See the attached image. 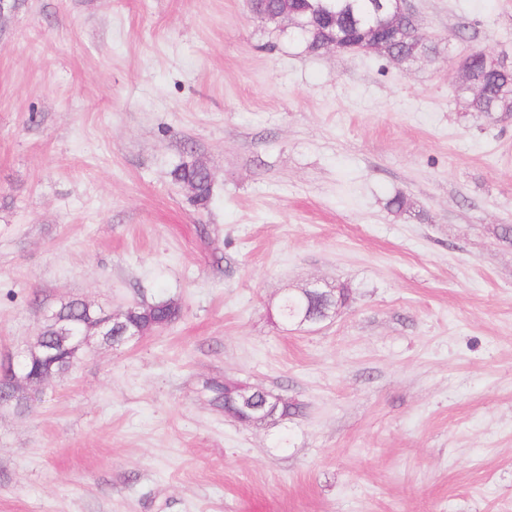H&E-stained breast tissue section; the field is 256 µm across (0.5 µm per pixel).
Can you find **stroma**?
Returning <instances> with one entry per match:
<instances>
[{
  "mask_svg": "<svg viewBox=\"0 0 512 512\" xmlns=\"http://www.w3.org/2000/svg\"><path fill=\"white\" fill-rule=\"evenodd\" d=\"M409 6L435 52L404 65L246 0L0 18V360L71 299L182 307L0 407V512H512V112L468 111L454 65L512 66V0ZM314 283L353 298L284 324ZM224 380L302 411L240 426ZM171 174L176 183L180 184V182L186 180L195 182L197 193L194 200L198 204L206 205L210 201L212 188L203 166L195 162L183 161L172 170ZM305 294H307L306 290L300 294H288L282 298L278 305V315L285 324L301 327L317 323L316 320L320 316L322 309H308Z\"/></svg>",
  "mask_w": 512,
  "mask_h": 512,
  "instance_id": "obj_1",
  "label": "stroma"
}]
</instances>
